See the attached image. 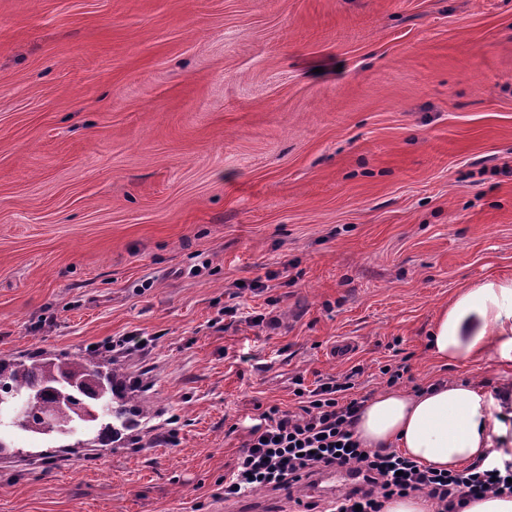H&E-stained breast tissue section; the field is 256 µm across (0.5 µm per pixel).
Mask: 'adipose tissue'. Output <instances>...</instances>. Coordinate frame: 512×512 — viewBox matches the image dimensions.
Wrapping results in <instances>:
<instances>
[{"instance_id":"obj_1","label":"adipose tissue","mask_w":512,"mask_h":512,"mask_svg":"<svg viewBox=\"0 0 512 512\" xmlns=\"http://www.w3.org/2000/svg\"><path fill=\"white\" fill-rule=\"evenodd\" d=\"M434 355L468 365L494 353L512 367V277H490L463 289L441 307L431 330ZM512 391L484 395L466 381L445 382L409 395L384 392L370 398L354 426L365 447L402 448L418 463L454 471L477 460L512 459V430L503 421Z\"/></svg>"}]
</instances>
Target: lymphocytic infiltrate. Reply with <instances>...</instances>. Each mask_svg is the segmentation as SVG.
Masks as SVG:
<instances>
[{"label": "lymphocytic infiltrate", "instance_id": "lymphocytic-infiltrate-1", "mask_svg": "<svg viewBox=\"0 0 512 512\" xmlns=\"http://www.w3.org/2000/svg\"><path fill=\"white\" fill-rule=\"evenodd\" d=\"M297 411L272 406L248 433L235 466L224 476L231 500L258 489L293 490L327 469L366 472L370 486L331 501L329 512H382L393 497L425 495L433 512H462L466 500L512 495V462L503 467L473 463L456 471H435L395 450L365 448L354 432L363 399L350 397L353 374L318 379L307 388L295 377Z\"/></svg>", "mask_w": 512, "mask_h": 512}]
</instances>
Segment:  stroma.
<instances>
[{
	"label": "stroma",
	"mask_w": 512,
	"mask_h": 512,
	"mask_svg": "<svg viewBox=\"0 0 512 512\" xmlns=\"http://www.w3.org/2000/svg\"><path fill=\"white\" fill-rule=\"evenodd\" d=\"M266 276L263 291L246 285ZM512 276V0H0V360L153 337L104 455L9 436L0 512H325L225 500L256 418L459 379L439 309ZM273 312L276 329L225 315Z\"/></svg>",
	"instance_id": "obj_1"
}]
</instances>
